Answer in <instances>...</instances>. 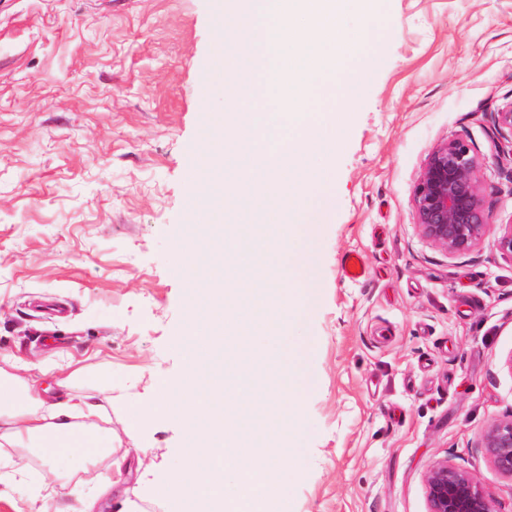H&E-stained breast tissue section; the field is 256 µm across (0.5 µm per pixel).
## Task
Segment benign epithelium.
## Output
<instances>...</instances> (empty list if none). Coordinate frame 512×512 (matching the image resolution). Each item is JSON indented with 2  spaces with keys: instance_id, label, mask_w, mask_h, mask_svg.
<instances>
[{
  "instance_id": "1",
  "label": "benign epithelium",
  "mask_w": 512,
  "mask_h": 512,
  "mask_svg": "<svg viewBox=\"0 0 512 512\" xmlns=\"http://www.w3.org/2000/svg\"><path fill=\"white\" fill-rule=\"evenodd\" d=\"M482 160L459 138L436 144L414 185L411 205L421 237L449 256H465L491 231ZM501 255L512 258V224L495 239ZM490 465L512 478V415L491 421L480 436ZM428 512H501L495 497L472 475L444 460L424 478Z\"/></svg>"
}]
</instances>
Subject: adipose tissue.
Here are the masks:
<instances>
[{
	"mask_svg": "<svg viewBox=\"0 0 512 512\" xmlns=\"http://www.w3.org/2000/svg\"><path fill=\"white\" fill-rule=\"evenodd\" d=\"M9 369L0 368V447H18L36 439L40 451L58 461L73 453H82L87 463L71 477L55 478L44 484L38 498L24 504L8 501L10 512H50L56 501L67 494L70 481L94 485L96 496L81 499L74 512H98L103 494L111 482L102 480L96 463L112 451V431L100 427L96 419L102 414L100 405L88 397L71 394L69 388L82 370L74 361L55 365L54 371L61 388L67 389L65 400L48 402L42 397V368L13 358Z\"/></svg>",
	"mask_w": 512,
	"mask_h": 512,
	"instance_id": "adipose-tissue-1",
	"label": "adipose tissue"
}]
</instances>
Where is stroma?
Returning a JSON list of instances; mask_svg holds the SVG:
<instances>
[{
	"label": "stroma",
	"instance_id": "35a3bbf8",
	"mask_svg": "<svg viewBox=\"0 0 512 512\" xmlns=\"http://www.w3.org/2000/svg\"><path fill=\"white\" fill-rule=\"evenodd\" d=\"M220 0H0V358L82 360L79 391L112 419L121 496L166 502L185 445L180 418L134 425L152 381L178 377L191 298L175 249L191 223L208 117L223 111L214 65ZM375 47L374 67L315 156L333 178L321 225L320 296L293 333L316 382L295 430L303 453L284 512H427L425 473L448 459L512 512V479L479 446L512 414V259L493 237L451 257L419 234L413 186L434 145L467 141L483 160L495 226L512 222V0H376L342 17ZM360 251L368 279L342 263ZM0 485L17 502L54 474L14 454Z\"/></svg>",
	"mask_w": 512,
	"mask_h": 512
}]
</instances>
